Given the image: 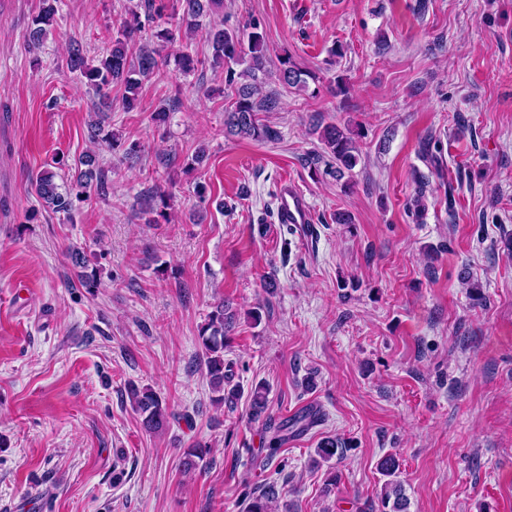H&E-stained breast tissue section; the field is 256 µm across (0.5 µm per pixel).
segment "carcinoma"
Returning a JSON list of instances; mask_svg holds the SVG:
<instances>
[{
	"label": "carcinoma",
	"mask_w": 512,
	"mask_h": 512,
	"mask_svg": "<svg viewBox=\"0 0 512 512\" xmlns=\"http://www.w3.org/2000/svg\"><path fill=\"white\" fill-rule=\"evenodd\" d=\"M57 0H43L42 8L32 18L29 40L38 45L47 32L54 28L57 13ZM172 15L179 16L174 27L155 24V19L165 15L167 8ZM222 7V0H176L169 6L166 0H145L144 13L131 12L132 19L120 24L118 36L112 40V47L97 60L86 56L82 44L70 42L65 58L66 69L80 76L84 83L98 93H107L112 87L124 89L123 102L126 109L134 108L143 82L160 74L169 63L184 72L190 73L205 64L213 69H221L225 83L232 85L235 77L246 79L237 88V98L224 110V132L229 136L262 141L276 136L270 125L260 119L263 112H277L281 109L280 97L275 93H265L258 83L257 73L265 68L266 53L263 35L252 26L248 35L249 65L241 72L234 66L242 61V43L234 30L218 26H204V17ZM198 36L209 46L211 55L202 60L189 51L187 36ZM180 46L173 58L162 55L165 47ZM305 73L288 60L282 61L281 80L290 87L305 83ZM107 115L98 114L90 124L91 141H102L109 148H115L117 141L104 132ZM329 160L327 172L335 177L344 176L358 162V150L351 130L342 129L334 123L325 124L320 132ZM73 184L66 188L56 182V174L50 170L39 172L32 180L33 192L42 206L55 213L71 216L74 201L91 202L106 199L107 176L97 168L95 153L85 152L70 166ZM168 194L159 185L144 191L138 197L140 211L145 223L157 224L159 218L166 217L164 208ZM237 313L220 300L214 304L198 331V338L204 351L211 389V401L218 407L231 406L241 394L238 385L232 383V365L224 361V348L227 335L236 322ZM130 399L135 411L141 417L143 429L148 433H160L169 424L170 413L166 401L148 387L129 388ZM252 414L260 418L268 410V388L257 383L250 390ZM317 423V414L308 411L278 423H266V455L268 460L276 456L290 434H300ZM380 471L389 477L381 494V512H404L406 499L401 482L396 479L398 464L392 457L380 462ZM277 491L271 486L263 494L249 499L246 512H271V502Z\"/></svg>",
	"instance_id": "cac0c4a2"
}]
</instances>
